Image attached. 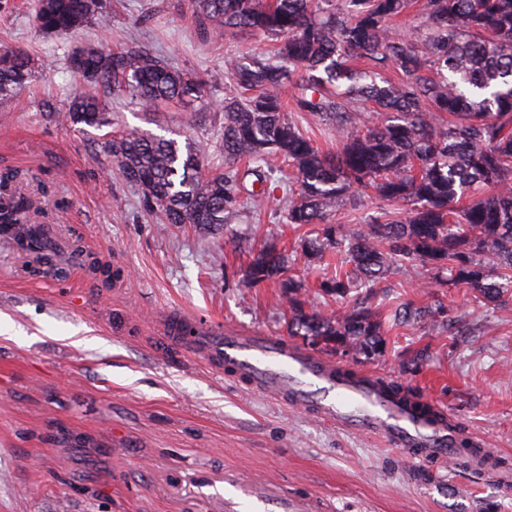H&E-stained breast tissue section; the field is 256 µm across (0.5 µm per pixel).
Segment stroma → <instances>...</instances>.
Returning <instances> with one entry per match:
<instances>
[{"label": "stroma", "instance_id": "obj_1", "mask_svg": "<svg viewBox=\"0 0 512 512\" xmlns=\"http://www.w3.org/2000/svg\"><path fill=\"white\" fill-rule=\"evenodd\" d=\"M109 29L70 36L35 26V0H0V46L26 50L34 76L0 101V170L29 172L56 226L65 274L39 272L0 242V512H255V491L309 512H512V301L434 288L431 271L392 269L377 302L441 305L447 326L390 328L387 354L357 367L445 408L503 464L501 473L450 459L407 460L381 438L342 430L254 391L168 340L163 320L185 311L231 328L287 338L286 297L241 285L234 247L277 240L294 248L307 227L271 210L217 232L155 224L99 145L101 131L47 121L75 89L68 52L140 47L181 70L227 72L255 40L203 34L189 0H100ZM114 128L193 139L223 169L219 112L187 124L178 105L140 110L109 95ZM91 254L112 277L77 264ZM426 349L421 360L403 351Z\"/></svg>", "mask_w": 512, "mask_h": 512}]
</instances>
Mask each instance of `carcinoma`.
I'll use <instances>...</instances> for the list:
<instances>
[{
  "mask_svg": "<svg viewBox=\"0 0 512 512\" xmlns=\"http://www.w3.org/2000/svg\"><path fill=\"white\" fill-rule=\"evenodd\" d=\"M414 0H193L203 28L271 40L270 50L240 61L230 78L236 93L218 102L223 112L224 170L210 168L200 147L138 128L104 141L126 181L160 224H192L219 231L245 211L270 204L283 220L314 225L299 247L307 260L331 251L341 268L319 290L346 296L372 288L393 265L418 262L435 272L431 287L464 286L486 301L512 298V0H419L416 25L392 28ZM109 15L95 0H38L37 28L66 36ZM30 59L0 48V99L24 87ZM80 84L125 93L140 109L177 103L197 111L214 75L191 76L143 49H79L65 60ZM295 110L336 122V151H322L287 116ZM365 105L377 124L354 130ZM59 124L101 129L105 102L77 91L65 111L45 108ZM19 171H0V229L55 273L52 241L34 221L33 202L16 191ZM271 181L277 197L253 186ZM372 190L405 204L407 215L382 212L352 231L332 221L340 205ZM247 263V288L275 283L288 294V335L309 348L341 352L352 361L387 352L386 324L426 318L439 306H398L387 316L365 301L342 313L313 308L303 284L287 275L288 255L277 244L238 246ZM381 384L423 414L436 406L414 401L401 383ZM459 458L479 451L455 427Z\"/></svg>",
  "mask_w": 512,
  "mask_h": 512,
  "instance_id": "obj_1",
  "label": "carcinoma"
}]
</instances>
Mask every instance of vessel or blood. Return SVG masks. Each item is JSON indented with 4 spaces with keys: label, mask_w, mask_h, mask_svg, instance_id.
I'll return each mask as SVG.
<instances>
[{
    "label": "vessel or blood",
    "mask_w": 512,
    "mask_h": 512,
    "mask_svg": "<svg viewBox=\"0 0 512 512\" xmlns=\"http://www.w3.org/2000/svg\"><path fill=\"white\" fill-rule=\"evenodd\" d=\"M167 332L182 345L202 349L212 364L248 379L252 388L295 406L314 404L317 417L337 428L383 437L402 450L417 449L422 458L445 460L454 453L445 423L421 417L390 398L373 373L360 371L346 380L333 360L277 337L224 331L182 314L168 318Z\"/></svg>",
    "instance_id": "b4317fda"
}]
</instances>
